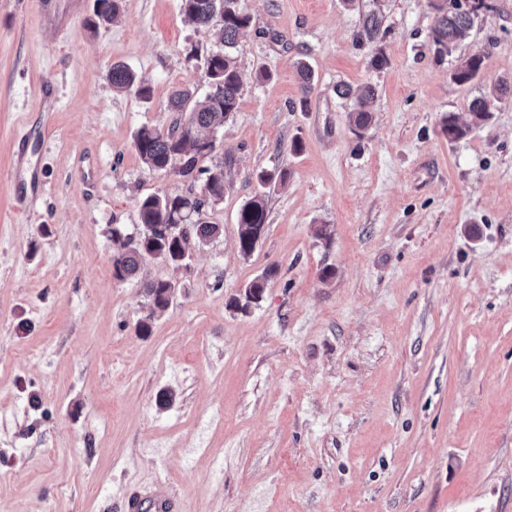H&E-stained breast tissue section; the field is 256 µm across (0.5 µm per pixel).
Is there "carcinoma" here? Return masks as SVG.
<instances>
[{"label":"carcinoma","instance_id":"1","mask_svg":"<svg viewBox=\"0 0 512 512\" xmlns=\"http://www.w3.org/2000/svg\"><path fill=\"white\" fill-rule=\"evenodd\" d=\"M181 8L195 25L215 30L224 51L213 53L206 59L213 78L207 94L190 109L191 124L186 127L178 119L164 132L144 126L136 134L135 147L142 161L152 169L163 170L177 162V175L181 177L195 180L197 175H205L202 197L148 195L140 200L138 218L141 229L137 244L131 248L120 232H112L114 276L119 280L134 277L148 257L178 265L188 255L191 240L205 243L221 233L220 225L200 219V213L206 204L217 203L224 196V164L213 169L196 170L198 159L211 154L205 145L199 143V138L223 128L237 110L241 78L231 49L236 47L240 34L249 26L250 17L239 9L236 0H181ZM433 8L432 42L437 53L444 55L468 37L475 18L488 5L486 0H434ZM117 13V0H96L95 16L99 22L109 23ZM484 61L485 56L481 53L469 56L455 68L454 81L459 84L470 82L482 70ZM109 79L113 88L119 91L133 89L144 98L150 93L149 88L138 83L135 73L125 65H112ZM375 94L373 86H365L357 108L350 113V121L359 130L366 129L371 123L372 116L365 109V104ZM490 116L484 100L472 104L467 123L459 122L453 114L448 115V141L465 138L473 127L483 124ZM265 223V194L260 193L238 214V243L243 255L248 256L254 251L264 233ZM265 282L266 277L263 276L247 284L240 297L234 299L235 308L245 313L259 303ZM169 287L170 282L163 280L145 283V292L155 309L164 311L169 307Z\"/></svg>","mask_w":512,"mask_h":512}]
</instances>
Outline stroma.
Listing matches in <instances>:
<instances>
[{"instance_id": "obj_1", "label": "stroma", "mask_w": 512, "mask_h": 512, "mask_svg": "<svg viewBox=\"0 0 512 512\" xmlns=\"http://www.w3.org/2000/svg\"><path fill=\"white\" fill-rule=\"evenodd\" d=\"M487 2L440 56L432 0H239L238 109L198 161L224 160L207 208L224 231L119 280L113 229L191 187L135 135L169 128L176 93L203 99L219 45L180 0H121L109 24L80 0L63 29L0 0V512H123L159 484L178 512H512V90L464 139L444 131L512 87V0ZM371 13L377 39L357 40ZM478 52L484 70L454 82ZM115 63L149 97L115 91ZM341 83L376 87L367 129ZM22 151L42 172L31 213L9 180ZM275 168L286 185L261 187ZM259 192L246 257L236 220ZM148 280L173 284L167 310ZM264 193L256 194L239 211L238 243L240 252L249 256L255 249L260 236L264 233L266 223ZM265 282V277H261L247 284L240 297L234 299L236 310L246 313L252 304L259 303L263 297ZM241 301H244L242 306Z\"/></svg>"}]
</instances>
